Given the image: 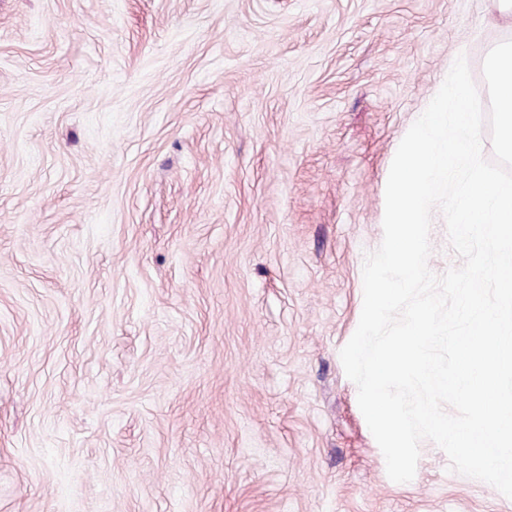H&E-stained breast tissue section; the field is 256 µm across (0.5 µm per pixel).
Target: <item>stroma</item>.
<instances>
[{"mask_svg":"<svg viewBox=\"0 0 512 512\" xmlns=\"http://www.w3.org/2000/svg\"><path fill=\"white\" fill-rule=\"evenodd\" d=\"M498 0H0V512H512L384 456L340 351L396 150Z\"/></svg>","mask_w":512,"mask_h":512,"instance_id":"stroma-1","label":"stroma"}]
</instances>
